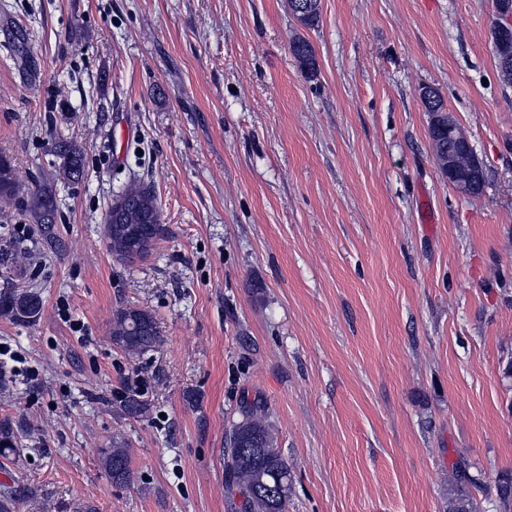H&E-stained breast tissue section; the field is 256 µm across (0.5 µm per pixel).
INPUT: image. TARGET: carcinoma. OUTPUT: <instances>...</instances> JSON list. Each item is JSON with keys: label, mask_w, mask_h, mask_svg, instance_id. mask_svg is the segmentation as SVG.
<instances>
[{"label": "carcinoma", "mask_w": 512, "mask_h": 512, "mask_svg": "<svg viewBox=\"0 0 512 512\" xmlns=\"http://www.w3.org/2000/svg\"><path fill=\"white\" fill-rule=\"evenodd\" d=\"M294 18L303 26L312 28L320 21V0H289ZM291 53L305 76L317 71V62L310 42L296 37L290 44ZM428 99L422 100L425 111L433 116L430 126L432 149L436 162L448 161V152L454 150L448 139V112L442 96L431 86L420 88ZM49 151L59 160L51 179L39 180L29 186L20 183L10 158L0 155V200L16 205L26 212L37 226L42 243L49 249L62 248L57 236V206L54 183H77L85 171L83 143L72 137L54 136ZM123 201V224L141 229L142 241L133 247L127 237L112 229V210L105 214V238L112 257L122 263L147 257L156 241L165 232L161 210L154 188L137 177L130 178L115 194ZM30 249L19 241L0 248V269L9 274L21 266ZM42 309L41 297L33 291L0 294V314L21 321L36 318ZM112 344L128 355H138L158 348L162 343L160 327L153 315L142 308L124 305L112 313L110 331ZM120 407L130 417H139L146 411V403L139 392L128 390L120 400ZM269 409L260 399L241 406L240 419L233 424L224 448V491L227 512H288L293 492V473L288 461L277 446L274 430L268 422ZM19 452L12 427L0 426V455ZM105 473L115 483L131 478L130 456L118 443L104 451ZM482 486V480L462 466L457 480L448 487L446 512H472L473 490ZM31 490L17 486L8 490L0 502V512H13L16 504ZM496 495L500 504L512 506V473L500 475L496 481Z\"/></svg>", "instance_id": "carcinoma-1"}]
</instances>
